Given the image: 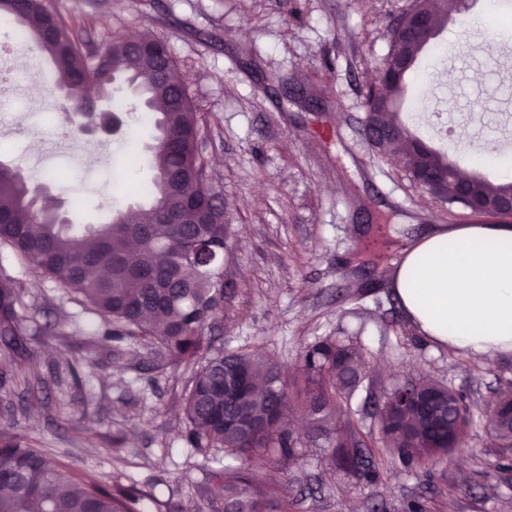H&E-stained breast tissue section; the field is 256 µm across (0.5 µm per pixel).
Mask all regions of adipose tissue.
Wrapping results in <instances>:
<instances>
[{
	"label": "adipose tissue",
	"mask_w": 512,
	"mask_h": 512,
	"mask_svg": "<svg viewBox=\"0 0 512 512\" xmlns=\"http://www.w3.org/2000/svg\"><path fill=\"white\" fill-rule=\"evenodd\" d=\"M394 288L433 342L478 357L512 353V225L433 229L408 249Z\"/></svg>",
	"instance_id": "ef3b65f1"
}]
</instances>
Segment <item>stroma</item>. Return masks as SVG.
<instances>
[{
	"label": "stroma",
	"instance_id": "obj_1",
	"mask_svg": "<svg viewBox=\"0 0 512 512\" xmlns=\"http://www.w3.org/2000/svg\"><path fill=\"white\" fill-rule=\"evenodd\" d=\"M411 0H45L90 50L140 31L169 44L203 115L200 149L224 199V309L213 345L294 370L303 348L346 336L367 376L358 397L363 440L378 438L371 403L426 376L465 395L474 415L459 448L421 468L385 460L380 482L355 487L325 460L326 442L300 418L298 458L265 461L261 475L295 512H512V450L486 426L489 404L512 382V354L479 358L423 338L391 288L394 268L363 273L348 259L363 225L383 219L400 248L440 225L464 223L420 189L362 131L363 95L389 51L388 26ZM471 32L439 28L409 75L400 119L435 149L430 86L456 101L448 116L465 154L450 160L493 181L512 179V12L482 24L496 0H469ZM34 45L0 57V160L48 186L76 224H102L130 204L127 159L146 156L152 126L114 136L74 132L69 101L41 79ZM302 87L318 100L291 96ZM25 286L26 352L0 344V428L70 464L81 478L136 486L144 512H224L207 489L214 464L185 439L191 369L167 365L152 342L110 344L100 318L32 265L0 250Z\"/></svg>",
	"mask_w": 512,
	"mask_h": 512
}]
</instances>
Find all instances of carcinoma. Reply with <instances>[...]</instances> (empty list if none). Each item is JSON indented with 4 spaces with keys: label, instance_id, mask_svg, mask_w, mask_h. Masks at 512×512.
<instances>
[{
    "label": "carcinoma",
    "instance_id": "1",
    "mask_svg": "<svg viewBox=\"0 0 512 512\" xmlns=\"http://www.w3.org/2000/svg\"><path fill=\"white\" fill-rule=\"evenodd\" d=\"M415 8L441 25L448 15L466 25L461 0H414ZM13 18L55 68L52 85L67 92L76 112L109 111L113 103L140 114L157 132L150 146V183L136 185L149 209L128 206L110 224H61L56 212L34 199L32 184L19 170L0 162V248L34 265L57 287L98 314L106 339L120 343L138 337L153 340L177 365L195 367L185 398L186 440L195 450L217 453L208 495L224 501V512H293V501L268 489L258 471L265 455L297 456L299 438L287 427L288 414L313 417L315 434L330 439L332 463L350 474L356 486L373 485L380 468L357 438L351 418L352 396L361 382L359 354L344 337H323L306 347L302 368L290 378L268 358L245 352L206 355L205 336L224 308V280L218 265H206L195 252L201 233L217 249L226 245L229 225L162 224L160 211L179 197L200 194L202 160L194 142L204 126L192 98L176 100L173 73L150 53L128 52L122 38L95 53L82 50L79 36L44 0H0V18ZM91 86L100 108H84L81 95ZM405 78L394 76L371 87L364 108L378 101L395 108ZM381 120L395 160L409 175L425 169L433 182L429 194L458 210L457 167L400 123L394 112ZM512 189V181L477 178L475 195L490 201ZM361 266H377L381 255L357 247ZM23 282L0 267V340L23 348ZM416 397L440 402L425 416L413 405L386 393L376 405L383 450L403 466H423L448 454L461 441L470 410L465 397L429 378L403 384ZM512 389L487 415L490 433L501 448H512ZM253 463L233 467L226 458ZM134 489L82 484L63 462L28 439L0 430V512H142Z\"/></svg>",
    "mask_w": 512,
    "mask_h": 512
}]
</instances>
